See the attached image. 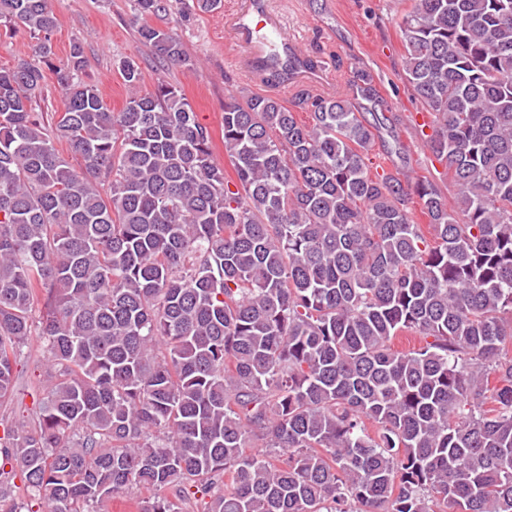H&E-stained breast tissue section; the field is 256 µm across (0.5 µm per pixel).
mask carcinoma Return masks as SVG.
Wrapping results in <instances>:
<instances>
[{"label":"carcinoma","instance_id":"cac0c4a2","mask_svg":"<svg viewBox=\"0 0 512 512\" xmlns=\"http://www.w3.org/2000/svg\"><path fill=\"white\" fill-rule=\"evenodd\" d=\"M0 23L38 39L0 69V405L32 336L45 382L3 428L0 512L28 508L17 477L42 512H512V0H411L398 22L451 209L372 172L366 74L300 95L307 123L224 100L230 180L177 86L112 113L81 46L53 63L51 0H0ZM138 35L186 61L173 28ZM63 109V93L59 88L55 75L46 69L45 80L42 86V94L32 103L33 112H47L48 119L52 112H60Z\"/></svg>","mask_w":512,"mask_h":512}]
</instances>
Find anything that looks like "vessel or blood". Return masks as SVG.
Instances as JSON below:
<instances>
[{"label": "vessel or blood", "instance_id": "obj_1", "mask_svg": "<svg viewBox=\"0 0 512 512\" xmlns=\"http://www.w3.org/2000/svg\"><path fill=\"white\" fill-rule=\"evenodd\" d=\"M233 27L238 41L256 67H271L273 62L293 50V40L287 29L269 14L265 0H249L247 8L235 16ZM262 29L266 30L267 39H258L257 33Z\"/></svg>", "mask_w": 512, "mask_h": 512}]
</instances>
